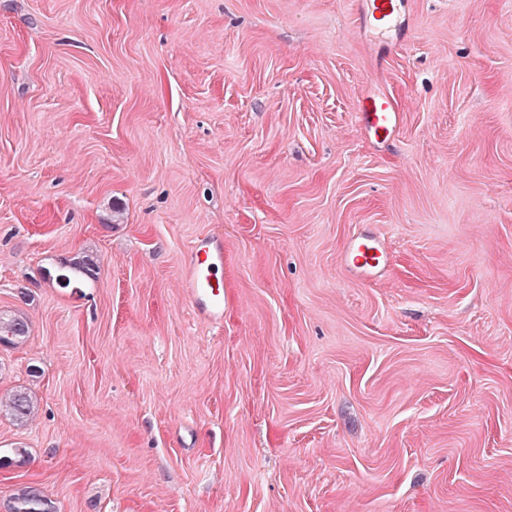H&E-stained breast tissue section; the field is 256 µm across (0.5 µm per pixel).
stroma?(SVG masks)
Returning <instances> with one entry per match:
<instances>
[{"label":"stroma","instance_id":"stroma-1","mask_svg":"<svg viewBox=\"0 0 512 512\" xmlns=\"http://www.w3.org/2000/svg\"><path fill=\"white\" fill-rule=\"evenodd\" d=\"M0 0V512H512V0ZM402 114L383 143L357 109ZM224 236V319L180 282ZM387 252L346 271L353 238ZM92 256L96 281L62 287ZM363 20H368L375 31L384 34L395 27L402 0H362ZM69 274L60 275L59 281L64 287H68L72 281V278H85L87 280L95 281L98 278L100 267L98 263L86 255L81 259L74 261L68 265ZM29 326L21 315L9 319L0 318V345L15 346L23 343L28 337ZM0 405L19 423L28 420L36 408L33 398L23 390L12 391L4 400L0 399ZM11 500V512H54L51 502L35 486L19 488Z\"/></svg>","mask_w":512,"mask_h":512}]
</instances>
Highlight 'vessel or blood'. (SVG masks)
<instances>
[{"label": "vessel or blood", "mask_w": 512, "mask_h": 512, "mask_svg": "<svg viewBox=\"0 0 512 512\" xmlns=\"http://www.w3.org/2000/svg\"><path fill=\"white\" fill-rule=\"evenodd\" d=\"M363 20L384 34L395 27L402 0H362ZM358 120L361 128L378 140L391 137L402 117L387 96L378 94L363 99ZM385 253L368 239L352 242L344 254L347 266L366 273L375 271ZM182 286L184 295L202 318L218 322L224 317V240L218 236L197 239L189 252Z\"/></svg>", "instance_id": "b4317fda"}]
</instances>
